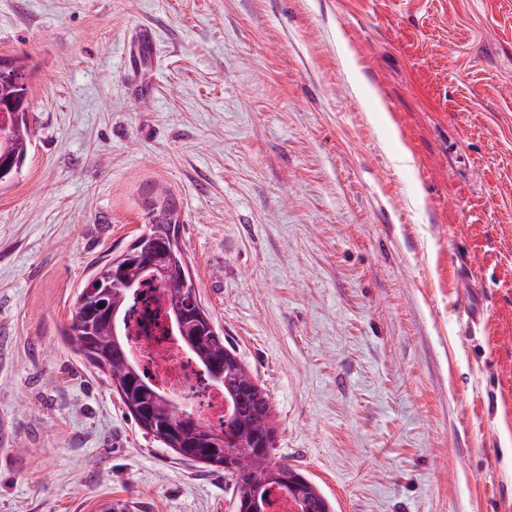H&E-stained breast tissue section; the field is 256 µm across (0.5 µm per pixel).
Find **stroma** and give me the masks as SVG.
Returning a JSON list of instances; mask_svg holds the SVG:
<instances>
[{"label":"stroma","mask_w":512,"mask_h":512,"mask_svg":"<svg viewBox=\"0 0 512 512\" xmlns=\"http://www.w3.org/2000/svg\"><path fill=\"white\" fill-rule=\"evenodd\" d=\"M1 55L34 143L0 192V512H236L66 336L164 193L276 460L336 512H512V0H0Z\"/></svg>","instance_id":"stroma-1"}]
</instances>
